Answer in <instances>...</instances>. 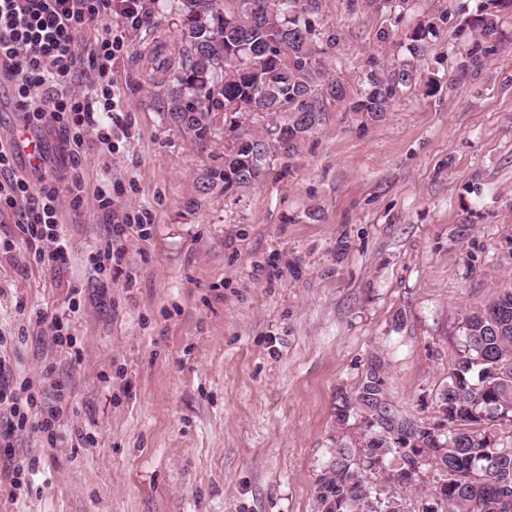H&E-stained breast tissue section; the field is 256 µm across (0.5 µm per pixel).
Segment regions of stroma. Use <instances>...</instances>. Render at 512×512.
<instances>
[{"label": "stroma", "mask_w": 512, "mask_h": 512, "mask_svg": "<svg viewBox=\"0 0 512 512\" xmlns=\"http://www.w3.org/2000/svg\"><path fill=\"white\" fill-rule=\"evenodd\" d=\"M322 0L312 24L324 79L360 95L371 70L407 59L405 35L433 23L416 86L379 121L328 102L323 121L264 179L233 194L211 185L224 140L197 149L164 120L162 88L140 61L177 45V13L123 36L113 149L90 150V191L63 207L70 249L60 272L34 260L15 215L0 216V359L38 381L43 407L65 389L57 443L20 433L16 461H36L0 512H315L338 393L354 394L372 357L388 363L395 405L433 419L454 361L455 319L512 286V15L467 81L450 75L476 0H412L372 11ZM393 29L397 38L379 41ZM148 213L97 270L107 227L91 188ZM64 315L75 347H54L37 314Z\"/></svg>", "instance_id": "1"}]
</instances>
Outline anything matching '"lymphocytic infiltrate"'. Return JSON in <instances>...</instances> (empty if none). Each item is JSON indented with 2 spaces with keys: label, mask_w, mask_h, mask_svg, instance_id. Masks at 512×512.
Listing matches in <instances>:
<instances>
[{
  "label": "lymphocytic infiltrate",
  "mask_w": 512,
  "mask_h": 512,
  "mask_svg": "<svg viewBox=\"0 0 512 512\" xmlns=\"http://www.w3.org/2000/svg\"><path fill=\"white\" fill-rule=\"evenodd\" d=\"M152 15L147 0H0V80L14 88V105L33 128L51 127L72 149L77 172L63 179L45 168L32 174L14 169V142L0 139V205L17 214L28 241L36 243V262L56 272L67 264L59 220L62 202L79 209L87 190L78 169L85 146L111 145L115 92L112 62L123 44L110 39L95 43L88 55L78 51L79 34L93 23L109 19L137 29ZM93 74L86 91L72 89L84 61ZM68 406L60 396L57 408L41 409L30 383L13 382L0 362V409L7 411L0 428V447L8 448L20 431L42 433L47 443L57 439L61 410Z\"/></svg>",
  "instance_id": "1"
}]
</instances>
